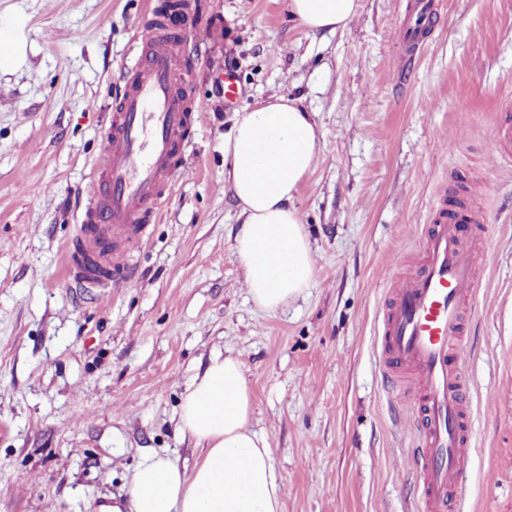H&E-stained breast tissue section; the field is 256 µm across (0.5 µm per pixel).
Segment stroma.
Here are the masks:
<instances>
[{
	"mask_svg": "<svg viewBox=\"0 0 512 512\" xmlns=\"http://www.w3.org/2000/svg\"><path fill=\"white\" fill-rule=\"evenodd\" d=\"M409 2L361 0L349 29L315 34L286 0H192L181 48L205 110L131 280L108 293L76 288L64 252L159 0H0L27 44L0 71V512H126L151 451L193 470L205 451L177 431L182 395L228 353L247 369L282 512H418L415 429L382 386L375 336L393 278L420 267L422 224L455 198L485 216L463 315L465 512H512V160L487 147L512 122V0H433L435 29L406 60ZM274 94L323 136L294 198L314 280L269 313L235 254L224 137Z\"/></svg>",
	"mask_w": 512,
	"mask_h": 512,
	"instance_id": "stroma-1",
	"label": "stroma"
}]
</instances>
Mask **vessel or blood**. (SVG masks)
<instances>
[{"label":"vessel or blood","mask_w":512,"mask_h":512,"mask_svg":"<svg viewBox=\"0 0 512 512\" xmlns=\"http://www.w3.org/2000/svg\"><path fill=\"white\" fill-rule=\"evenodd\" d=\"M432 18L431 0H414L406 54L421 48ZM186 74L178 44L162 37L131 68L114 102L90 201L66 247L68 273L77 285L112 290L127 283L149 222L159 217L162 200L183 173L189 115L203 109ZM481 222L477 213L438 207L421 238L420 270L392 281L379 316L382 374L407 372L418 381L417 395L403 391L399 397L419 426L413 475L421 512H464L473 429L462 307L474 295L477 259L484 253L483 238L466 235L465 227Z\"/></svg>","instance_id":"1"}]
</instances>
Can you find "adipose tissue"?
Wrapping results in <instances>:
<instances>
[{"mask_svg":"<svg viewBox=\"0 0 512 512\" xmlns=\"http://www.w3.org/2000/svg\"><path fill=\"white\" fill-rule=\"evenodd\" d=\"M360 0H288L311 32L347 29ZM322 136L313 114L282 95L238 114L224 138V181L242 217L235 253L248 293L266 311L287 307L314 277L308 234L293 205ZM242 360L214 356L185 389L177 429L205 450L193 471L143 455L131 479L130 512H282L281 479L268 441L250 420Z\"/></svg>","mask_w":512,"mask_h":512,"instance_id":"1","label":"adipose tissue"}]
</instances>
